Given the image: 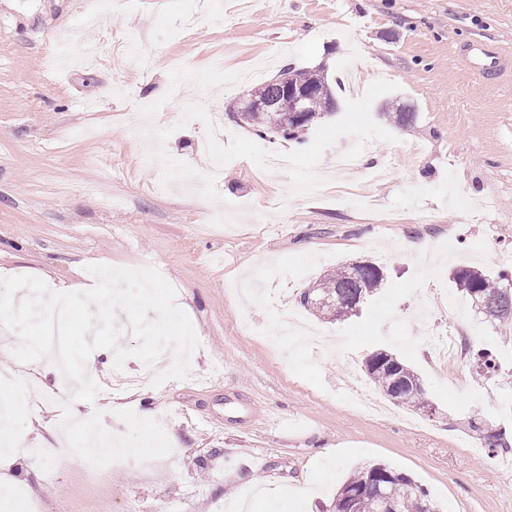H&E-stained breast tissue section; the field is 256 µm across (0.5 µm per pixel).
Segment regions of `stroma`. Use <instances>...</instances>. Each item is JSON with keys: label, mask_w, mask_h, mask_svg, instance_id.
Listing matches in <instances>:
<instances>
[{"label": "stroma", "mask_w": 512, "mask_h": 512, "mask_svg": "<svg viewBox=\"0 0 512 512\" xmlns=\"http://www.w3.org/2000/svg\"><path fill=\"white\" fill-rule=\"evenodd\" d=\"M223 2L216 22L197 0H121L90 25L86 0H0V277L87 290V265L152 266L199 340L187 378L76 404L115 434L126 430L118 410L158 419L176 453L122 460L94 480L76 456L14 450L17 485L38 512H218L249 478L264 486L263 506L291 487L307 492L300 512H327L351 471L386 463L437 512H512V468L460 445L480 417L512 446V413L476 396L485 385L512 396V325L487 321L449 279L461 265L512 275L501 261L512 255V71L481 79L460 52L482 41L512 59V0H253L245 11ZM63 32L71 53L108 44L112 58L47 69ZM135 33L155 59L146 74L117 68ZM217 50L221 78L209 68ZM355 53L374 87L366 104L338 96L335 112L294 138L241 120L238 101L258 83L235 76L257 57L274 58L267 82L287 66L322 67L336 81ZM187 103L224 115V174L199 193L177 186L205 166L208 131L184 119ZM388 104L412 108L415 122L398 126L382 113ZM366 135V163L389 170L368 188L378 213L347 202L348 179L315 190L337 149ZM213 212L232 229L210 223ZM362 259L385 280L356 315L303 312L299 296L318 277ZM450 326L491 350L495 373L463 353L435 372L425 341ZM18 343L0 330V398L37 377L13 356ZM379 349L418 372L430 412L349 407ZM61 400L60 387L40 386L13 434L37 444L38 420H60Z\"/></svg>", "instance_id": "stroma-1"}]
</instances>
